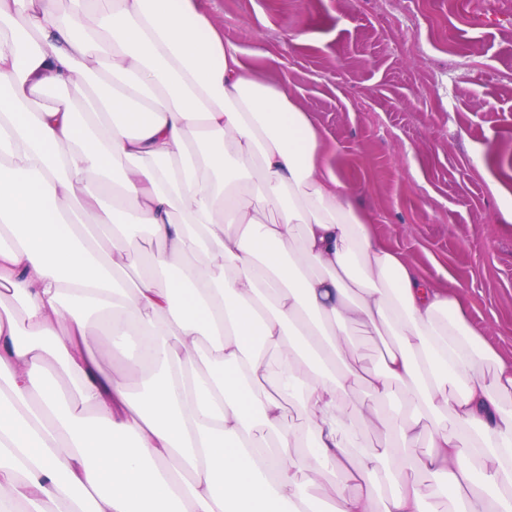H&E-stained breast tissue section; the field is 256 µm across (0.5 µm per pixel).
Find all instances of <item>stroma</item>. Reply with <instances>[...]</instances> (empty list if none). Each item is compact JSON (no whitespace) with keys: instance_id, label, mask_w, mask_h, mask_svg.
Segmentation results:
<instances>
[{"instance_id":"obj_1","label":"stroma","mask_w":512,"mask_h":512,"mask_svg":"<svg viewBox=\"0 0 512 512\" xmlns=\"http://www.w3.org/2000/svg\"><path fill=\"white\" fill-rule=\"evenodd\" d=\"M381 239L512 358V0H200Z\"/></svg>"}]
</instances>
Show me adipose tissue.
Returning <instances> with one entry per match:
<instances>
[{"instance_id":"ef3b65f1","label":"adipose tissue","mask_w":512,"mask_h":512,"mask_svg":"<svg viewBox=\"0 0 512 512\" xmlns=\"http://www.w3.org/2000/svg\"><path fill=\"white\" fill-rule=\"evenodd\" d=\"M57 3L0 0V512H512V362L375 237L310 116L197 0ZM105 329L157 367L140 396Z\"/></svg>"}]
</instances>
